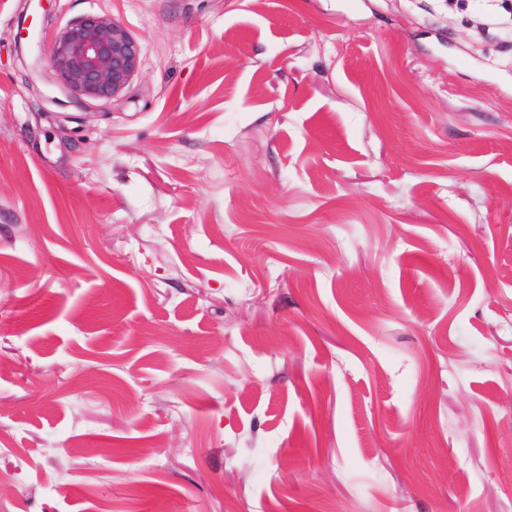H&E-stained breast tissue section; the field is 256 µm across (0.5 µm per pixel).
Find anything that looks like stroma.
I'll return each mask as SVG.
<instances>
[{
	"label": "stroma",
	"instance_id": "1",
	"mask_svg": "<svg viewBox=\"0 0 512 512\" xmlns=\"http://www.w3.org/2000/svg\"><path fill=\"white\" fill-rule=\"evenodd\" d=\"M0 0V512H512V35L472 0ZM30 16L27 17V14L22 16L19 24H18V32L15 36V46L17 48V53L20 55L21 59L23 60L28 72L29 77L33 80L34 78H38L41 74V57L40 55H34L29 58L28 61H26L23 57V47L24 44L31 45L36 44V46L40 49L42 52V45L41 41L37 39V37H34L33 35L30 36V27L32 23V18L29 22ZM27 28L28 30H25ZM48 52L56 84L68 99L85 105L124 96L142 66L138 41L110 15L63 27Z\"/></svg>",
	"mask_w": 512,
	"mask_h": 512
}]
</instances>
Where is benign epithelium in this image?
Wrapping results in <instances>:
<instances>
[{"instance_id": "7a95c632", "label": "benign epithelium", "mask_w": 512, "mask_h": 512, "mask_svg": "<svg viewBox=\"0 0 512 512\" xmlns=\"http://www.w3.org/2000/svg\"><path fill=\"white\" fill-rule=\"evenodd\" d=\"M22 16L15 36L24 45L41 46ZM51 71L65 96L78 103L118 99L126 94L142 66L141 48L128 28L110 15H91L60 29L49 47Z\"/></svg>"}]
</instances>
